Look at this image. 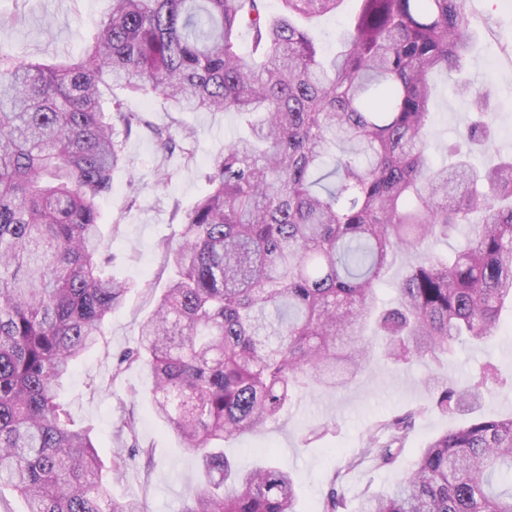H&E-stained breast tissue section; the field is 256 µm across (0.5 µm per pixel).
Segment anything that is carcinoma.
I'll return each mask as SVG.
<instances>
[{
  "label": "carcinoma",
  "mask_w": 512,
  "mask_h": 512,
  "mask_svg": "<svg viewBox=\"0 0 512 512\" xmlns=\"http://www.w3.org/2000/svg\"><path fill=\"white\" fill-rule=\"evenodd\" d=\"M112 0L78 60L40 64L0 47V491L25 512H143L108 495L124 449L105 466L92 430L58 398L64 375L105 336L129 284L98 255L99 201L129 167L116 127L140 123L101 87L162 97L174 112L244 116L206 178L180 243L176 274L139 329L152 411L198 460L182 512H295L291 473L267 461L239 469L224 442L276 419L309 380L346 386L374 340L395 364L484 343L512 306V156L479 169L427 155L430 75L463 65L476 19L466 0H355L329 61L303 18L346 0ZM250 48L240 49L242 34ZM160 148L192 155L194 132L156 131ZM470 226L446 259L430 237ZM414 255L398 305L377 311V285ZM495 379L464 389L430 375L432 407L457 412ZM419 411L377 425L334 474L319 512H347L343 473L395 465ZM116 436L133 441V418ZM358 512H512V416L468 420L429 441L386 492Z\"/></svg>",
  "instance_id": "cac0c4a2"
}]
</instances>
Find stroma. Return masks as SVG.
Wrapping results in <instances>:
<instances>
[{"instance_id": "35a3bbf8", "label": "stroma", "mask_w": 512, "mask_h": 512, "mask_svg": "<svg viewBox=\"0 0 512 512\" xmlns=\"http://www.w3.org/2000/svg\"><path fill=\"white\" fill-rule=\"evenodd\" d=\"M111 0H0V46L33 62L54 63L79 57L108 14ZM478 18L477 39L465 75L488 91L496 115L494 150L476 155L480 167L496 163L501 152H512V0H467ZM430 105L428 154L434 165L448 163L446 147L458 128L472 117L469 97L456 80L434 73ZM142 120L126 137L130 166L114 172L112 191L99 203L102 251L110 255L114 279L127 282L124 305L112 313L105 341L84 355L62 382L60 398L74 421L92 428L102 460L117 446L116 430L135 415L136 445L141 453L129 460L123 478L112 480V497L137 500L145 512H181L198 477L195 455L151 413L149 371L141 364L118 366L119 357L138 346V327L150 314L162 288L173 275V262L163 242H177L187 213L209 191L204 177L212 160L240 131L233 112H175L160 98L128 97ZM194 128V155L165 154L155 131ZM135 205H128L129 195ZM493 365L490 385L475 414L496 418L512 415V313L504 312L492 340L482 347H459L441 365L419 361L397 366L383 359L341 390L300 388L295 402L279 420L224 444L225 454L241 466L272 458L293 472L299 483V512H315L345 455L362 447L370 431L394 414L418 410L405 449L394 467L365 464L348 473L341 486L351 512L363 496L387 490L415 460L419 448L433 437L468 420V413L442 414L430 407L424 379L442 373L459 386L483 366Z\"/></svg>"}]
</instances>
